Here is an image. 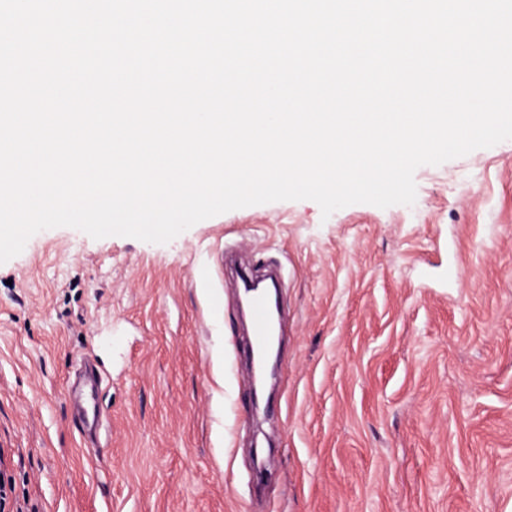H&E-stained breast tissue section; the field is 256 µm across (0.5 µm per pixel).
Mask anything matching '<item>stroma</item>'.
<instances>
[{"label": "stroma", "mask_w": 512, "mask_h": 512, "mask_svg": "<svg viewBox=\"0 0 512 512\" xmlns=\"http://www.w3.org/2000/svg\"><path fill=\"white\" fill-rule=\"evenodd\" d=\"M414 178L410 206L280 201L165 244L33 235L0 264L5 512H512V140ZM228 255L283 274L259 415ZM97 394H98V384L92 385L90 391V399L92 400V404L88 407L84 408V403L86 400V394L83 392H73L69 395V399L72 403V406L76 410L83 409L81 415H78V420L81 424H94L98 420V410H97Z\"/></svg>", "instance_id": "stroma-1"}]
</instances>
